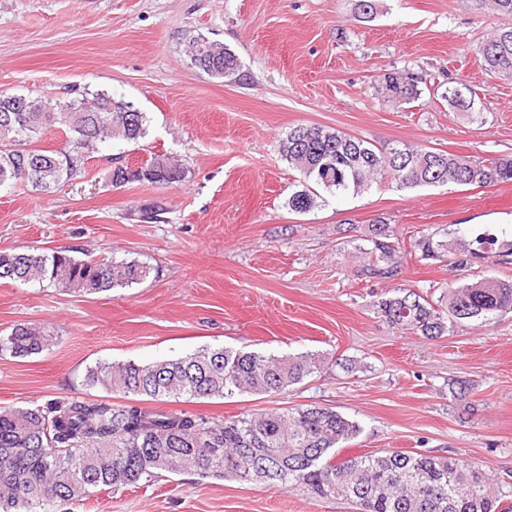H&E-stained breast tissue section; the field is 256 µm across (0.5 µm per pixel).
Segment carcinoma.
Segmentation results:
<instances>
[{
  "mask_svg": "<svg viewBox=\"0 0 512 512\" xmlns=\"http://www.w3.org/2000/svg\"><path fill=\"white\" fill-rule=\"evenodd\" d=\"M194 65L225 78L241 63L229 48L190 42ZM487 74L512 78V27L494 30L480 48ZM425 79L404 69L386 73L374 89L399 106L420 99ZM441 98L467 118L479 119L475 92L461 81ZM63 137L54 150L33 147L50 131ZM148 134L147 117L106 93L82 92L61 104L25 95H0V191L26 185L50 192L80 173L84 161L106 143L136 144ZM281 150L300 174V188L285 202L306 214L326 201L358 196L382 180L398 189L455 185L488 187L512 182V158H482L406 145L378 147L321 125L289 129ZM112 186L135 182L167 187L186 179L169 156L153 154L132 170L116 166ZM362 274L390 283L402 273L404 242L381 220L367 225ZM411 249L422 260H448L464 282L448 289L442 307L399 285L378 300L377 313L402 334L444 336L468 320L483 326L512 311V278L468 275L474 260L494 254L512 265V240L487 230L458 228L436 239L423 235ZM150 267L137 260L77 258L67 250L0 252V279L45 282L65 292L98 294L144 282ZM53 343V336L26 323L0 336V356L27 357ZM320 366L313 354L275 355L204 347L175 360L152 364L100 362L84 384L124 396L165 402L280 393ZM360 432L357 422L329 408L311 406L224 420L146 410L136 405L72 399L25 408H0V512H52L58 502L81 500L95 489L118 491L163 473L299 489L319 498H345L362 512H504L493 480L475 462L453 456L391 451L336 460V449Z\"/></svg>",
  "mask_w": 512,
  "mask_h": 512,
  "instance_id": "carcinoma-1",
  "label": "carcinoma"
}]
</instances>
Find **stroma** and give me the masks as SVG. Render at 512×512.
Returning a JSON list of instances; mask_svg holds the SVG:
<instances>
[{"label":"stroma","instance_id":"1","mask_svg":"<svg viewBox=\"0 0 512 512\" xmlns=\"http://www.w3.org/2000/svg\"><path fill=\"white\" fill-rule=\"evenodd\" d=\"M512 16L475 0H0V93L68 101L107 93L148 118L139 147L102 145L80 173L46 193L0 192V250H77L138 260L149 277L95 295L0 280V336L32 323L48 350L0 358V407L73 398L123 403L86 387L99 362L141 365L203 347L312 353L320 368L278 394L162 403L171 413L224 419L326 406L361 431L338 452L404 450L481 464L512 504V312L441 338L390 328L375 304L382 283L361 275L355 247L374 219L405 243L467 224L512 232V184L373 186L298 215L285 202L297 174L280 144L299 124L331 127L376 145L512 158V80L484 73L478 48ZM197 36L239 57L236 83L195 67ZM411 68L427 81L463 79L483 114L470 122L439 95L401 107L376 94V76ZM165 153L187 170L178 186L113 189L110 156ZM161 205L157 221L140 211ZM405 287L447 293V263L405 257ZM473 383L453 399L449 379ZM56 512H358L343 499L234 479L165 473L120 491L95 490Z\"/></svg>","mask_w":512,"mask_h":512}]
</instances>
